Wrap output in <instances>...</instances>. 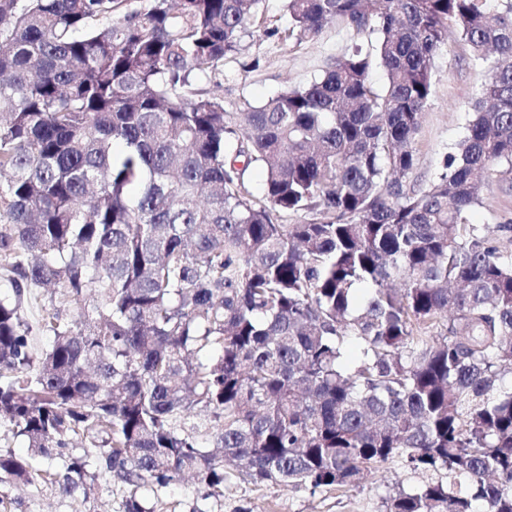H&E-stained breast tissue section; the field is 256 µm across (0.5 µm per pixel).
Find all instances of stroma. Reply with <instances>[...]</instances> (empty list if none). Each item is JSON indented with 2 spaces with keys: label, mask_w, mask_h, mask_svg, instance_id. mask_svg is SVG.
Listing matches in <instances>:
<instances>
[{
  "label": "stroma",
  "mask_w": 512,
  "mask_h": 512,
  "mask_svg": "<svg viewBox=\"0 0 512 512\" xmlns=\"http://www.w3.org/2000/svg\"><path fill=\"white\" fill-rule=\"evenodd\" d=\"M287 0H261L256 20L249 25L236 53L224 60L221 71L202 78L217 88L224 109L241 113L289 86H303L317 78L326 64L342 55L359 38L342 24L323 28L318 38L297 40L285 35ZM433 100L426 111L414 148V176L426 182L438 172L445 154L464 134L468 110L480 77L469 63L465 44L449 40L432 63ZM482 205L473 207L474 224H502L512 219V172L499 168L486 182ZM421 476L399 461L385 464L355 488L318 492L295 487L270 488L235 482L224 491L221 512H384L383 501L394 489L421 484ZM126 489L117 481L97 479L88 494L62 495L57 487L40 482L8 488L0 512H122Z\"/></svg>",
  "instance_id": "1"
}]
</instances>
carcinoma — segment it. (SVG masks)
Returning <instances> with one entry per match:
<instances>
[{
    "mask_svg": "<svg viewBox=\"0 0 512 512\" xmlns=\"http://www.w3.org/2000/svg\"><path fill=\"white\" fill-rule=\"evenodd\" d=\"M124 2L0 0V427L31 451H0V488L110 478L157 512L141 490L188 475L211 512L234 478L353 488L397 459L428 480L385 512H512V225L467 219L512 170V0H288V34L367 42L242 128L196 77L260 0ZM451 34L483 79L420 183ZM48 296L41 288H36L25 302L21 309L22 317L32 326L31 336H33V343L37 349H41L48 344V337L50 334L39 327L38 321L43 314L42 306L47 304Z\"/></svg>",
    "mask_w": 512,
    "mask_h": 512,
    "instance_id": "carcinoma-1",
    "label": "carcinoma"
}]
</instances>
